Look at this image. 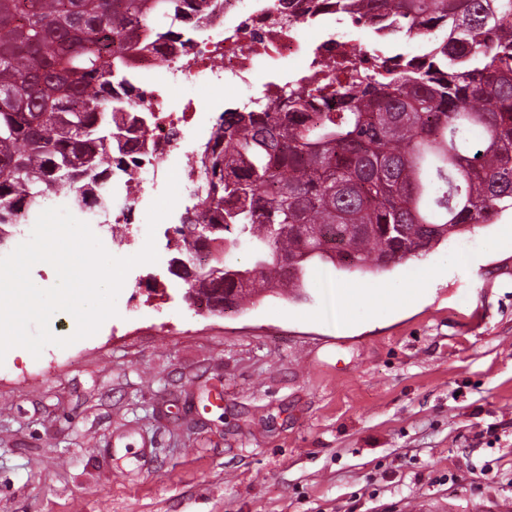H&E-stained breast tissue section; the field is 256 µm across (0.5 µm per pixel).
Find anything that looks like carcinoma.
Listing matches in <instances>:
<instances>
[{
  "instance_id": "obj_1",
  "label": "carcinoma",
  "mask_w": 512,
  "mask_h": 512,
  "mask_svg": "<svg viewBox=\"0 0 512 512\" xmlns=\"http://www.w3.org/2000/svg\"><path fill=\"white\" fill-rule=\"evenodd\" d=\"M182 0H0V247L13 201L108 205L112 156L141 151L112 84L149 49L139 27ZM380 38L425 35L422 58L379 56L336 106L224 112L203 151V204L176 232L248 246L190 290L303 297L316 265L380 274L512 214V0H365ZM491 31L500 35L486 40Z\"/></svg>"
}]
</instances>
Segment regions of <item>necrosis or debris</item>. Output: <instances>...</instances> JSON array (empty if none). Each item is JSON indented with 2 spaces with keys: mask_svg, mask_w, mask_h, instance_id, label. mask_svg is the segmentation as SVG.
I'll use <instances>...</instances> for the list:
<instances>
[{
  "mask_svg": "<svg viewBox=\"0 0 512 512\" xmlns=\"http://www.w3.org/2000/svg\"><path fill=\"white\" fill-rule=\"evenodd\" d=\"M335 0H187L183 18L161 38L159 48L138 56L128 74L131 90L128 111L143 113L147 125L139 136L146 149L138 155L135 177L138 192L123 193L112 210V224L126 235L122 242L127 255L139 252L140 238L131 228L144 225L143 203L166 189L169 172H179L180 194L194 189L183 177V165H171L173 154L199 158L200 152L185 147V135L197 122L192 102L172 106L151 89L149 76L163 71L168 85L206 84L212 92L234 90L233 109H252L259 98H267L273 111L285 109L287 88L308 93L316 80L328 77L325 64L336 60L347 67L370 68L376 53L357 52L352 40L337 30ZM315 35L299 38L302 27ZM288 64L287 74L257 81L255 64L260 60Z\"/></svg>",
  "mask_w": 512,
  "mask_h": 512,
  "instance_id": "4bbe7bcc",
  "label": "necrosis or debris"
}]
</instances>
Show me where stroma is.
Segmentation results:
<instances>
[{
	"mask_svg": "<svg viewBox=\"0 0 512 512\" xmlns=\"http://www.w3.org/2000/svg\"><path fill=\"white\" fill-rule=\"evenodd\" d=\"M512 218L217 316L175 251L88 338L0 361V512H474L512 500Z\"/></svg>",
	"mask_w": 512,
	"mask_h": 512,
	"instance_id": "obj_1",
	"label": "stroma"
}]
</instances>
